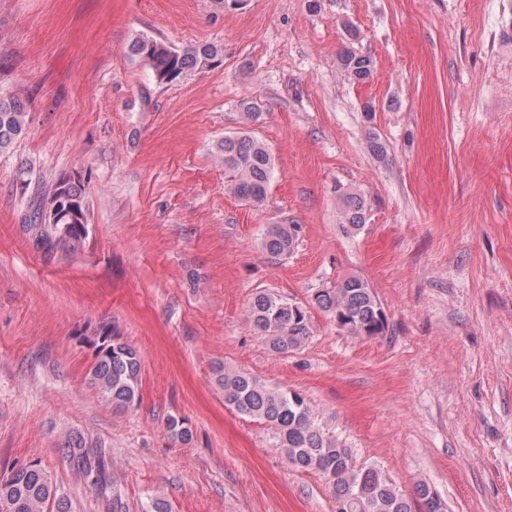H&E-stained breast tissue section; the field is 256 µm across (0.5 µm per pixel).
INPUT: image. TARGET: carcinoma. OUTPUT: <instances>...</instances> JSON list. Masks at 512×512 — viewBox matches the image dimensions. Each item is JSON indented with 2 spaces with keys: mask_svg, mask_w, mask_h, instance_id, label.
Returning a JSON list of instances; mask_svg holds the SVG:
<instances>
[{
  "mask_svg": "<svg viewBox=\"0 0 512 512\" xmlns=\"http://www.w3.org/2000/svg\"><path fill=\"white\" fill-rule=\"evenodd\" d=\"M130 53L151 70L157 84H171L190 70L220 64L224 48L205 43L173 48L142 35L130 45ZM342 70L361 83L372 76L371 58L344 50L339 56ZM27 132L25 104L18 98H0V152L10 149ZM227 186L238 197L263 203L275 173L268 147L246 133L227 136L219 145ZM344 228L356 234L366 223L368 203L358 192L341 198ZM29 230L36 248L46 257L59 248L76 249L87 238V200L81 180L63 175L38 196L28 214ZM301 233L299 224H268L262 245L271 255L294 253ZM316 304L336 323L360 337L380 336L388 329V318L368 281L350 276L336 287L316 295ZM248 321L269 349L286 355L300 349L310 335V315L303 305L275 293L255 295L248 308ZM98 337L97 359L89 372V383L101 399L115 409H126L139 400L141 361L138 351L122 341L112 323L101 322L92 331ZM215 382L224 391V403L239 414L266 424L276 446L296 470L316 472L325 479L340 512H448V505L427 481L414 485L409 496L376 465L357 464L354 449L323 424L322 412L300 393L272 387L251 374L226 367L215 372ZM171 436L190 440L184 421L170 417ZM61 451L77 474L107 496L110 512H123V502L112 486L106 444L88 446L79 436H67ZM10 502L11 512H70L68 502L56 497L50 477L37 461L11 470L0 479V502Z\"/></svg>",
  "mask_w": 512,
  "mask_h": 512,
  "instance_id": "obj_1",
  "label": "carcinoma"
}]
</instances>
